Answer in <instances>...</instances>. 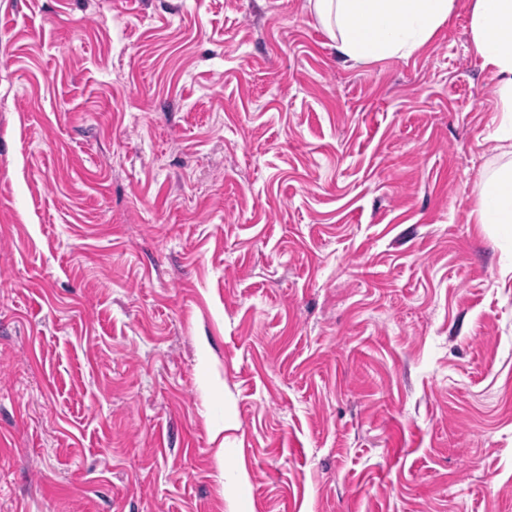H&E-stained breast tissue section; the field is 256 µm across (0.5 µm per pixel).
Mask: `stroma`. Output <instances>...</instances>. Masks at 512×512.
Instances as JSON below:
<instances>
[{"mask_svg":"<svg viewBox=\"0 0 512 512\" xmlns=\"http://www.w3.org/2000/svg\"><path fill=\"white\" fill-rule=\"evenodd\" d=\"M470 13L0 0V512H512ZM338 54L353 62L409 58L451 16L455 0H310Z\"/></svg>","mask_w":512,"mask_h":512,"instance_id":"obj_1","label":"stroma"}]
</instances>
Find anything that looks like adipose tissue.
Returning <instances> with one entry per match:
<instances>
[{"mask_svg":"<svg viewBox=\"0 0 512 512\" xmlns=\"http://www.w3.org/2000/svg\"><path fill=\"white\" fill-rule=\"evenodd\" d=\"M338 54L353 62L405 59L451 16L455 0H311ZM471 36L483 69L497 83L495 134L512 142V0H474ZM478 200L482 224H512V161L486 176Z\"/></svg>","mask_w":512,"mask_h":512,"instance_id":"obj_1","label":"adipose tissue"}]
</instances>
